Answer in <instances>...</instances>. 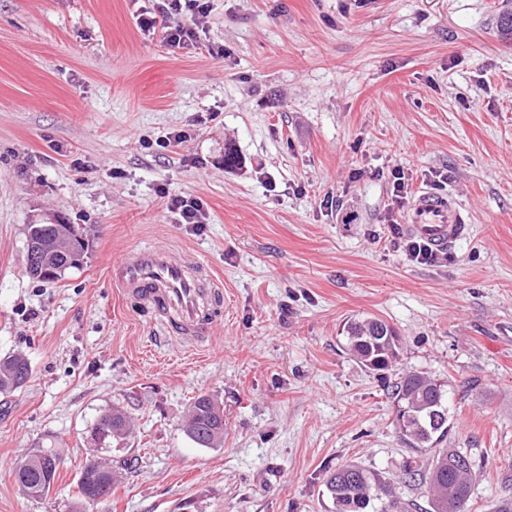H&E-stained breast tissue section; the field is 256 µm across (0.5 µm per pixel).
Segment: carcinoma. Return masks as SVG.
Returning <instances> with one entry per match:
<instances>
[{"label":"carcinoma","mask_w":512,"mask_h":512,"mask_svg":"<svg viewBox=\"0 0 512 512\" xmlns=\"http://www.w3.org/2000/svg\"><path fill=\"white\" fill-rule=\"evenodd\" d=\"M27 251L46 259L49 279L61 277L70 269L83 266L85 242L72 224H31ZM347 346L367 368L385 370L400 355L401 341L395 331L379 318L354 320L346 325ZM30 374L28 360L22 355L0 359V392L20 388ZM396 406L410 417L396 420L398 436L413 449L434 448L448 436V391L446 385L421 372L401 377L394 390ZM130 429L128 417L119 409L102 413L91 429L97 442L120 441ZM185 434L202 448H214L224 442V410L208 394L194 399L184 424ZM463 454L456 448L438 451L428 471L427 484L432 512H452L453 502L469 499V476L473 461L455 467L452 462ZM57 457L39 450L26 456L15 468L21 491L33 499L48 495L56 480ZM115 470L98 468L93 461L83 467L78 481L77 502L112 496ZM326 488L336 502V512H422L420 505L397 495L392 479L356 463L345 464L326 481Z\"/></svg>","instance_id":"cac0c4a2"}]
</instances>
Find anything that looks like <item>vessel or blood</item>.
<instances>
[{
  "mask_svg": "<svg viewBox=\"0 0 512 512\" xmlns=\"http://www.w3.org/2000/svg\"><path fill=\"white\" fill-rule=\"evenodd\" d=\"M465 208L455 196L420 194L407 229L445 249L467 235ZM123 299L135 301L189 350L211 341L212 315L224 303V286L213 271L179 246L128 248L108 270Z\"/></svg>",
  "mask_w": 512,
  "mask_h": 512,
  "instance_id": "1",
  "label": "vessel or blood"
}]
</instances>
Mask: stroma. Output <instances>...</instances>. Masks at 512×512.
Masks as SVG:
<instances>
[{
	"label": "stroma",
	"mask_w": 512,
	"mask_h": 512,
	"mask_svg": "<svg viewBox=\"0 0 512 512\" xmlns=\"http://www.w3.org/2000/svg\"><path fill=\"white\" fill-rule=\"evenodd\" d=\"M144 5L0 0V358L31 368L0 393V512H72L95 452L119 466L95 512H336L326 480L350 462L428 505L400 479L433 455L396 433L410 371L448 385L471 512H512V0H210L187 53L140 32ZM397 170L469 212L437 263L391 232L412 208ZM164 189L201 198L207 223H177ZM53 219L87 254L48 282L27 231ZM171 244L224 282L203 351L161 339L108 277L125 249ZM364 316L401 338L389 370L346 348ZM204 393L224 409L214 448L182 429ZM113 407L132 431L95 449ZM42 445L60 465L34 500L14 469Z\"/></svg>",
	"instance_id": "stroma-1"
}]
</instances>
